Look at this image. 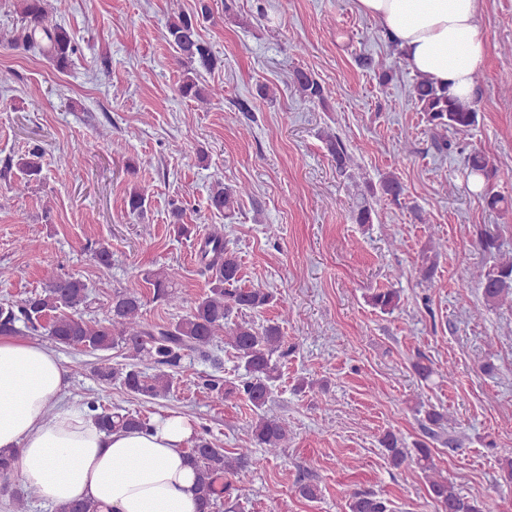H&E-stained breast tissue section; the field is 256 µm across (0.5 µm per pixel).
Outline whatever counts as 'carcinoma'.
<instances>
[{
	"instance_id": "carcinoma-1",
	"label": "carcinoma",
	"mask_w": 512,
	"mask_h": 512,
	"mask_svg": "<svg viewBox=\"0 0 512 512\" xmlns=\"http://www.w3.org/2000/svg\"><path fill=\"white\" fill-rule=\"evenodd\" d=\"M45 0H17L20 24L10 39V45L26 52L48 58L55 67L66 70L72 55L77 52L76 41L62 26L52 22L44 6ZM209 7L200 3L196 13H180L167 23L165 38L177 54V60L185 68V76L179 85V94L188 99L209 101L222 96L215 87L206 89L192 77L201 67L211 70L218 64L209 42L198 32L199 18L206 17ZM291 82L302 101L323 103L332 95L330 88L322 84L309 71H293ZM413 97L418 111L424 113L426 122L434 130V143L439 151L448 146L442 132L469 131L477 122V112L470 101H460L448 91L420 78L413 86ZM329 157L341 174L351 166V156L343 140L334 134L324 136ZM43 152L35 148L20 158L19 169L28 177L42 172ZM469 176L480 180L486 207L494 210L504 198L493 192V180L497 168L481 151H473L465 158ZM370 198L363 199L354 211L358 224H372L377 216L374 203L397 202L404 194L401 182L388 175L379 186H368ZM242 190L222 182L215 184L209 195V206L218 212L231 211L237 204ZM144 191L134 188L128 192L125 202L131 213H140L146 205ZM174 234L189 240L196 235L195 226L184 222L183 211H171ZM481 249L496 255V260L478 279L484 302L495 306L512 299V257L499 253L497 240L482 238ZM201 272L209 277V288L186 315L178 321L162 326H151L142 320V298L135 291H116L112 294L108 314L102 320L85 317L92 304L91 290L83 280L68 276L60 277L39 291L25 298L0 302V336H12L24 327L34 334L45 333L56 345L97 356L94 368L96 378L104 384L117 383L128 394L151 402L170 395L174 385V373L182 367L186 356L194 353L208 360L219 346L233 351L244 374L238 382L206 379L202 387L211 396L223 401L237 397L259 412L251 423V434L256 444L265 452L277 456L288 441V425L261 414L267 405L272 387L280 377L273 356L284 358V336L279 322L268 320L262 324L248 319L274 304L273 293L263 288L240 286L241 263L236 252L224 242V234L214 231L201 239L197 249ZM145 281L152 288V300L166 306L177 307L183 302L169 274L162 270L149 271ZM400 295L392 289L379 290L370 297L373 308L389 313L399 306ZM114 348L124 351L125 362L112 364L107 352ZM96 412L100 427L112 432L120 428H150V420L138 414L105 409L93 400L85 401ZM380 443L391 465L397 469L416 466L427 479L428 492L439 512H483L479 502L464 496L455 483L440 475L432 449L424 443L409 449L399 443L391 432L385 433ZM188 457L198 476L200 512H214L221 507V481L234 475L247 463V449L236 456H228L224 449L211 438L199 435ZM13 452L0 450V489L9 485L13 475ZM40 498L38 489L30 485L18 493L15 499L17 512H27L28 504ZM349 512H389L388 501L373 493L355 492L348 504Z\"/></svg>"
}]
</instances>
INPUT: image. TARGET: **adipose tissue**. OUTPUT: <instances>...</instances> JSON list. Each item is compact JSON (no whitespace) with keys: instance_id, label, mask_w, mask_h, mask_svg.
Instances as JSON below:
<instances>
[{"instance_id":"adipose-tissue-1","label":"adipose tissue","mask_w":512,"mask_h":512,"mask_svg":"<svg viewBox=\"0 0 512 512\" xmlns=\"http://www.w3.org/2000/svg\"><path fill=\"white\" fill-rule=\"evenodd\" d=\"M414 73L472 100L486 56L479 0H356ZM67 371L44 343L0 337V448L44 500L75 499L96 512H197L186 449L191 422L171 414L150 430L108 433L66 400Z\"/></svg>"}]
</instances>
